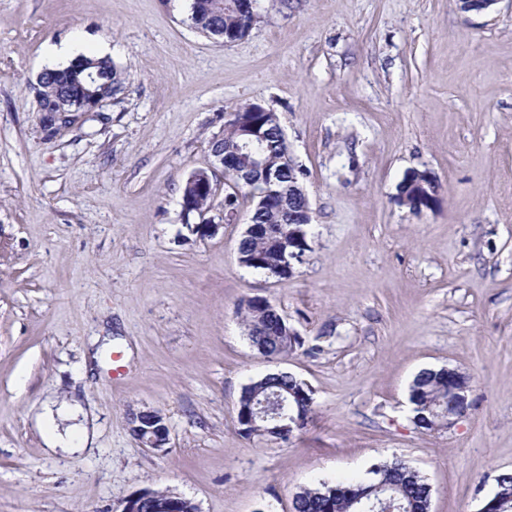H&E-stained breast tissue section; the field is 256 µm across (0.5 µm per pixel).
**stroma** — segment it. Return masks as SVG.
I'll return each mask as SVG.
<instances>
[{
  "label": "stroma",
  "mask_w": 512,
  "mask_h": 512,
  "mask_svg": "<svg viewBox=\"0 0 512 512\" xmlns=\"http://www.w3.org/2000/svg\"><path fill=\"white\" fill-rule=\"evenodd\" d=\"M190 0H0V512H120L145 490L199 512H294L303 489L395 459L430 512H480L512 473V0H257L232 45ZM107 40L125 77L95 112L43 126L33 86L63 41ZM275 112L312 208L283 280L237 249L252 203L212 236L182 187L213 165L225 115ZM429 170L439 202L398 200ZM275 304L302 346L251 347L239 303ZM471 378L450 428L414 421L424 369ZM288 372L313 417L288 441L244 436V386ZM78 398L96 438L52 454L33 421ZM154 409L166 450L128 415Z\"/></svg>",
  "instance_id": "stroma-1"
}]
</instances>
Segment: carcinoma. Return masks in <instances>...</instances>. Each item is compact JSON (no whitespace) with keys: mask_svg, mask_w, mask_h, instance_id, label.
Returning a JSON list of instances; mask_svg holds the SVG:
<instances>
[{"mask_svg":"<svg viewBox=\"0 0 512 512\" xmlns=\"http://www.w3.org/2000/svg\"><path fill=\"white\" fill-rule=\"evenodd\" d=\"M188 21L198 32L207 37L223 39L227 33L232 38L242 37L251 30L256 21V14L238 18L233 13L224 11V0H191ZM85 70L93 73L98 84L106 85V89L115 94L124 83L123 74L114 66L112 60L82 58ZM73 66L64 69H46L35 89L39 111L54 112L59 99L64 94L65 86L73 80ZM253 122L258 124L259 131L264 135V158L266 167L250 168L242 161L238 162L237 172L224 177L227 190L224 194L222 208L226 212L238 206L239 191L248 189L249 195L265 191L267 178L276 174L282 185L288 184V144L279 138L280 120L276 113L254 112L250 114ZM238 124L227 121L219 140L211 139L209 146L212 154H231L232 148L240 141ZM182 194L189 200L193 209L205 210L214 207V197L209 193H197L193 189H183ZM297 214L303 213V204L299 199L288 200L282 195L262 207H252V223L258 225L259 232L244 237L239 243V251L243 260L251 269L261 271L271 277L285 279L288 272L278 266L280 255L288 250L300 254L310 251V240L298 239L288 242V210ZM240 308L244 313L246 335L253 347L269 359L286 357L301 346V341L288 336V328H279L275 332L268 331L269 324L275 320L278 310L267 299L249 297L241 301ZM301 382L293 375L286 373L267 374L246 385L239 398L242 417H247L250 407L261 403L268 395L278 392L291 401L292 413L299 423L289 430L275 431L273 424L260 419L254 425L244 427L248 436H270L283 441L289 440L295 433L302 431L312 412L310 392L300 391ZM410 394L416 400V414L420 415V427L433 430L440 427L436 403L447 398L443 390L440 374L434 370H423L414 379ZM374 478L365 482L370 487V495L358 497V494L347 490L330 492V487L320 483L313 488L302 490L295 498V512H426L429 505L430 486L420 473L400 461L386 463L372 470Z\"/></svg>","mask_w":512,"mask_h":512,"instance_id":"1","label":"carcinoma"}]
</instances>
